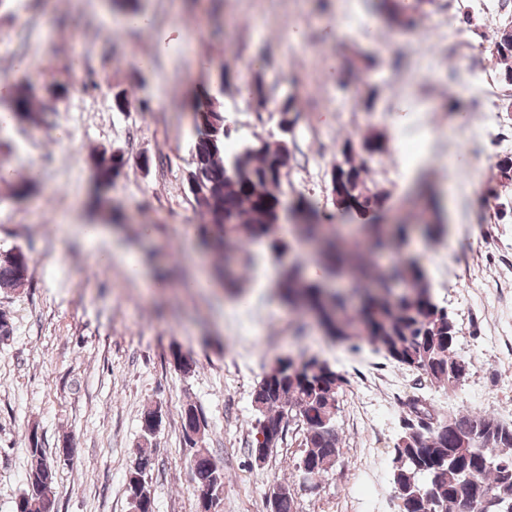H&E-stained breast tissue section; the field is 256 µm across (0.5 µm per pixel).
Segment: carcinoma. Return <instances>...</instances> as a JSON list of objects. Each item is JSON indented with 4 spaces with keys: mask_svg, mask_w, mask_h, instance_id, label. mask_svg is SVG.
<instances>
[{
    "mask_svg": "<svg viewBox=\"0 0 512 512\" xmlns=\"http://www.w3.org/2000/svg\"><path fill=\"white\" fill-rule=\"evenodd\" d=\"M388 21L413 26L414 14L403 0H380ZM112 9L135 21L143 18L139 0H112ZM494 48L506 63L501 81L512 86V28L497 31ZM242 89L257 112L270 111L275 131L266 138L242 140L227 150L231 127L220 100L204 88L195 97L190 119L195 138L187 172L188 189L195 209L204 218L197 225L200 243L210 252L232 260L217 264L211 274L224 279V290L239 293L243 279L235 267H251L259 255L245 243L262 244L278 259L294 245L311 248L280 267L278 288L285 305L302 317H316L326 335L341 343L366 342L386 360L416 371L437 387L460 385L456 369L463 359L454 351L456 323L448 309L433 296L431 282L421 259L405 256L402 246L419 234L438 241L446 232L438 215L435 171L421 173L416 181V199L422 202L420 224H382L378 221L391 196L385 187L368 185L370 164L389 151L388 136L373 126L346 135L338 144L339 159L328 176V199L343 214L371 216L349 241L333 224L321 223L317 206L299 196L288 203L280 188L291 163L297 161L294 132L299 117L298 99L287 96L270 103L263 80L255 76L242 81ZM36 91L27 86L12 101V111L0 116V134L10 122L40 125L47 113L35 108ZM128 163L120 149H102L90 156L96 192L89 206L105 209L109 192ZM495 173L486 182L485 199L500 198L498 187L512 184V156L494 163ZM313 261L352 284L356 304L336 288H327L307 275ZM30 258L20 248L0 254V292L24 288L30 278ZM174 368L193 371L195 361L179 347L170 350ZM345 377L327 361L305 351L294 358L276 359L254 387L252 403L258 413L257 437L251 453L264 460L283 441L290 423L304 430V456L299 465L304 479L320 480L339 462L342 437L336 425L339 393ZM402 434L394 444L391 481L398 512H512V425L487 411H460L437 417L418 396L406 402ZM161 407L144 412L143 438L156 433ZM182 430L186 443L195 449L189 460L192 481L198 491L220 498L224 469L205 449L198 447L205 431L198 409L183 408ZM28 465L25 488L15 499L12 512H48L54 502L55 471L43 448L38 428L25 437ZM152 452L138 448L126 479V492L133 508L155 512L146 487L153 469ZM270 512H295L287 484L272 491Z\"/></svg>",
    "mask_w": 512,
    "mask_h": 512,
    "instance_id": "cac0c4a2",
    "label": "carcinoma"
}]
</instances>
